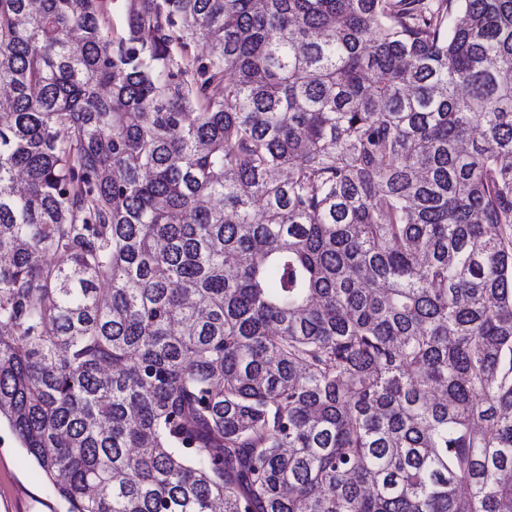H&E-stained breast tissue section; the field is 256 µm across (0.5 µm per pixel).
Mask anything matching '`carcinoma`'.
Wrapping results in <instances>:
<instances>
[{
	"instance_id": "obj_1",
	"label": "carcinoma",
	"mask_w": 512,
	"mask_h": 512,
	"mask_svg": "<svg viewBox=\"0 0 512 512\" xmlns=\"http://www.w3.org/2000/svg\"><path fill=\"white\" fill-rule=\"evenodd\" d=\"M124 2L0 0V422L68 512H512V0Z\"/></svg>"
}]
</instances>
